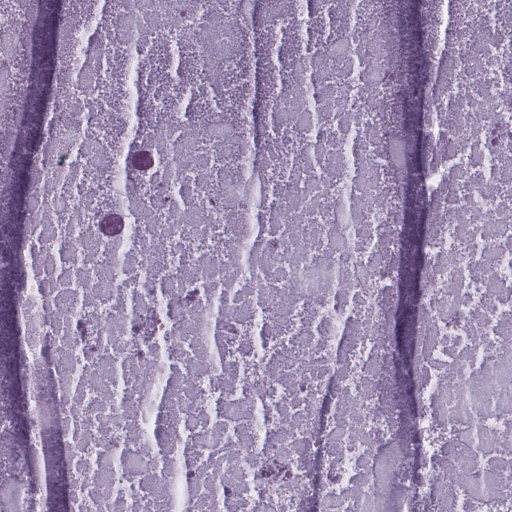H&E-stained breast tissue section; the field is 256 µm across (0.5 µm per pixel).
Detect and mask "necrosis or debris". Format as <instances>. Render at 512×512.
<instances>
[{"label": "necrosis or debris", "instance_id": "1", "mask_svg": "<svg viewBox=\"0 0 512 512\" xmlns=\"http://www.w3.org/2000/svg\"><path fill=\"white\" fill-rule=\"evenodd\" d=\"M302 9L300 65L284 66L288 21L269 0L261 36L277 128L291 153L246 138L252 101L193 128L163 96L140 157L112 147L104 85L114 46L192 42L195 66L230 59L253 0H127L96 39L70 15L56 30L81 49L49 92L55 107L31 159L23 217L0 225V279L16 344L0 343V512H35L64 489V512H512V28L497 0H454L438 77L425 98L433 149L414 179L446 209L420 240L425 283L414 316V399L403 397L390 331L405 227L388 202L406 154L378 110L390 84L392 16L368 0ZM42 0L0 10V182L13 175L27 114L19 63ZM481 25L484 56L460 32ZM328 85L319 106L314 87ZM238 171L198 179L201 139ZM275 205L253 204L256 173ZM106 176L109 228L91 222ZM55 448L41 449L45 435ZM26 449L17 452V440Z\"/></svg>", "mask_w": 512, "mask_h": 512}]
</instances>
